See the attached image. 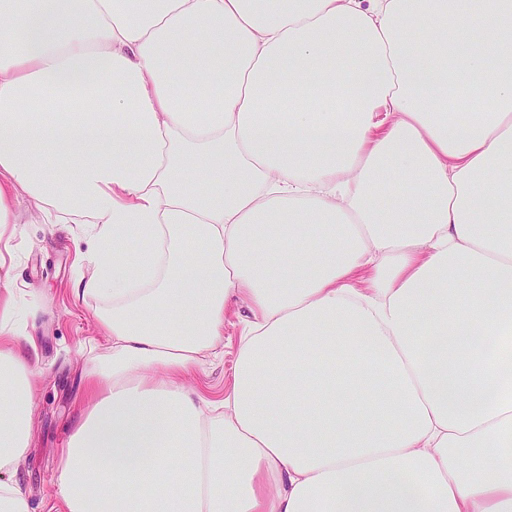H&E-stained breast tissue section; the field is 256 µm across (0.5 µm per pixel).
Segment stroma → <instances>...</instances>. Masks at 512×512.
I'll list each match as a JSON object with an SVG mask.
<instances>
[{"mask_svg": "<svg viewBox=\"0 0 512 512\" xmlns=\"http://www.w3.org/2000/svg\"><path fill=\"white\" fill-rule=\"evenodd\" d=\"M92 248L83 224H11L0 234V266L12 273L22 328L36 345L38 387L30 448L17 473L31 512H45L58 450L77 415L82 373L101 351L103 339L94 319L97 300L78 301L72 294L76 278L90 272L78 265L77 255ZM247 315L245 301L232 306L224 319L223 341L186 377L187 386L210 399H223L233 381Z\"/></svg>", "mask_w": 512, "mask_h": 512, "instance_id": "stroma-1", "label": "stroma"}]
</instances>
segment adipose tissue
Here are the masks:
<instances>
[{"instance_id": "obj_1", "label": "adipose tissue", "mask_w": 512, "mask_h": 512, "mask_svg": "<svg viewBox=\"0 0 512 512\" xmlns=\"http://www.w3.org/2000/svg\"><path fill=\"white\" fill-rule=\"evenodd\" d=\"M20 200L87 225L106 341L47 512H512V344L470 343L512 334V0H0V225ZM239 299L216 405L182 379ZM29 343L7 292L0 512Z\"/></svg>"}]
</instances>
